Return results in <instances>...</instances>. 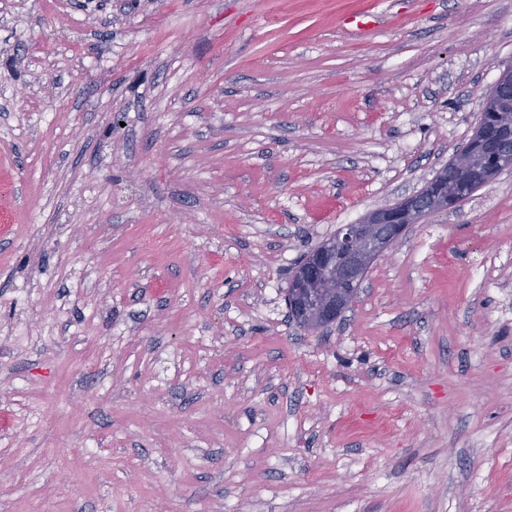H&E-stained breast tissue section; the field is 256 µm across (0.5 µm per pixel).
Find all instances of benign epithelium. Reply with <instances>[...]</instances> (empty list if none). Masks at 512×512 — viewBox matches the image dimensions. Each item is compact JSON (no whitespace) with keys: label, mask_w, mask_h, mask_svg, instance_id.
I'll use <instances>...</instances> for the list:
<instances>
[{"label":"benign epithelium","mask_w":512,"mask_h":512,"mask_svg":"<svg viewBox=\"0 0 512 512\" xmlns=\"http://www.w3.org/2000/svg\"><path fill=\"white\" fill-rule=\"evenodd\" d=\"M512 97V68L503 71L492 99L481 105L473 138L425 187L396 203L375 207L361 221L342 224L336 234L308 253L292 276L286 303L301 327L317 330L336 322L353 300L370 265L387 254L408 227L426 215L466 200L461 183L488 186L512 167V114L497 102Z\"/></svg>","instance_id":"benign-epithelium-1"}]
</instances>
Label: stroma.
I'll use <instances>...</instances> for the list:
<instances>
[{
    "label": "stroma",
    "mask_w": 512,
    "mask_h": 512,
    "mask_svg": "<svg viewBox=\"0 0 512 512\" xmlns=\"http://www.w3.org/2000/svg\"><path fill=\"white\" fill-rule=\"evenodd\" d=\"M510 62L512 0H0V512H512V170L284 301Z\"/></svg>",
    "instance_id": "35a3bbf8"
}]
</instances>
